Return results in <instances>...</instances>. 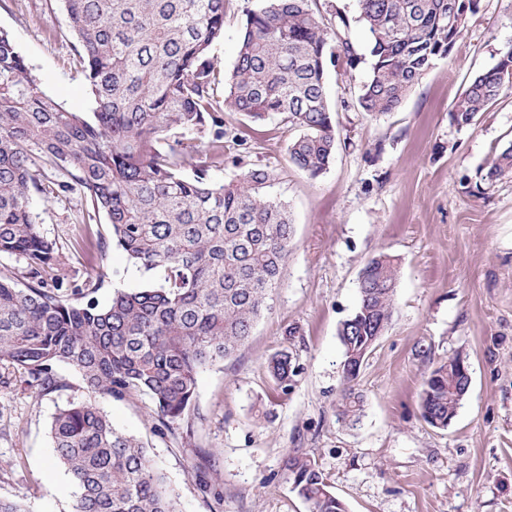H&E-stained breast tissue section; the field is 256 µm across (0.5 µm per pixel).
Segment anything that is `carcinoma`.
Segmentation results:
<instances>
[{"instance_id":"carcinoma-1","label":"carcinoma","mask_w":512,"mask_h":512,"mask_svg":"<svg viewBox=\"0 0 512 512\" xmlns=\"http://www.w3.org/2000/svg\"><path fill=\"white\" fill-rule=\"evenodd\" d=\"M472 0H357L355 21L369 39L371 70L357 107L368 116L397 109L467 28ZM85 64L92 115L67 110L40 86L15 39L0 29V369L46 395L67 387L65 364L81 374L86 397L58 410L49 436L55 460L76 487L75 512H181L147 448L115 428L96 398L148 395L165 425L182 420L203 367L231 356L271 309L291 252L286 201L277 173L248 162L250 145L224 113L251 122L280 119L295 134L289 161L311 177L336 156V129L324 74L336 60L361 62L341 31L349 18L317 0H262L248 9L232 70L212 54L233 0H57ZM512 45L495 68L475 75L450 112L471 124L512 92ZM239 178L212 175L224 143ZM64 190H79L128 261L149 274L146 288L116 289L99 305L105 273L78 284L63 272L56 241L31 210L46 168ZM512 174V143L482 180ZM398 261L380 254L357 284L359 302L338 330L343 348L339 420L363 416L354 385L390 324ZM283 389L297 376L288 353L268 362ZM453 362L423 383V418L440 429L462 405ZM287 479L310 512H347L315 461L288 457Z\"/></svg>"}]
</instances>
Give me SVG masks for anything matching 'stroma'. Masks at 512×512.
<instances>
[{"mask_svg":"<svg viewBox=\"0 0 512 512\" xmlns=\"http://www.w3.org/2000/svg\"><path fill=\"white\" fill-rule=\"evenodd\" d=\"M259 3L234 0L228 11L213 47L224 70L234 64L244 9ZM319 3L352 18L348 37L363 60L345 77L325 74L336 158L319 177L290 162L278 118L247 129L250 160L276 170L293 224L272 309L232 357L200 372L181 422L164 425L139 392L98 404L144 443L182 512H309L284 471L295 453L315 460L348 512H512V175L482 179L512 143V94L470 125L450 116L470 79L512 45V0H480L448 58L377 117L357 108L370 71L357 0ZM0 29L12 33L43 90L71 111L93 110L62 10L47 0H0ZM57 179L47 171L32 211L71 277L107 271L96 294L102 305L114 289L145 287L147 273L117 246L100 254L82 243L84 225L99 219L79 193L59 192ZM382 252L399 262L394 313L361 368L364 415L352 428L337 419V331L356 306L361 270ZM283 351L299 370L285 391L267 369ZM457 356L471 384L448 428L438 429L422 416V384ZM57 372L67 389L44 396L0 373V497L21 499L27 512L74 510L76 489L55 460L49 428L85 391L76 368Z\"/></svg>","mask_w":512,"mask_h":512,"instance_id":"obj_1","label":"stroma"}]
</instances>
